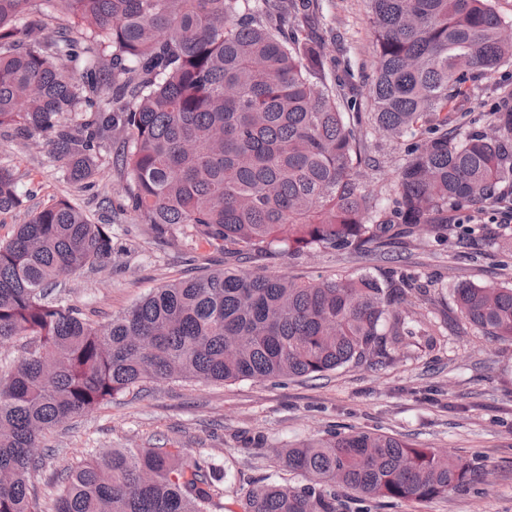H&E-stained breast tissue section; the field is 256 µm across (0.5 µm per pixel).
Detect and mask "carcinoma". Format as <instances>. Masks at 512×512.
I'll return each mask as SVG.
<instances>
[{"mask_svg":"<svg viewBox=\"0 0 512 512\" xmlns=\"http://www.w3.org/2000/svg\"><path fill=\"white\" fill-rule=\"evenodd\" d=\"M377 61L372 126L406 142L391 203L366 190L356 112L326 71L324 41L300 37L313 0H0V127L51 144L72 183L105 143L146 224L185 225L238 256L272 249L360 251L388 233L448 228V209L505 198L512 105L459 131L450 90L512 59V23L490 0H371ZM67 23L41 43L23 22ZM82 63L73 73L68 64ZM23 203L0 165V213ZM112 228L55 199L0 241V342L30 347L0 370V512H210L224 474L164 447L90 453L30 494L46 434L146 380L201 384L320 377L381 366L413 335L424 286L391 271L314 281L219 270L164 283L101 324L49 297L61 276L102 267ZM458 317L512 340V283L454 288ZM311 484L268 481L242 512H337L327 485L359 501H428L482 478L470 462L369 431L330 432L281 452Z\"/></svg>","mask_w":512,"mask_h":512,"instance_id":"obj_1","label":"carcinoma"}]
</instances>
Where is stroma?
Masks as SVG:
<instances>
[{
	"instance_id": "obj_1",
	"label": "stroma",
	"mask_w": 512,
	"mask_h": 512,
	"mask_svg": "<svg viewBox=\"0 0 512 512\" xmlns=\"http://www.w3.org/2000/svg\"><path fill=\"white\" fill-rule=\"evenodd\" d=\"M370 18V0H318L310 19L326 32L330 75L351 88L365 113L376 65ZM510 96L512 61L463 85L452 107L463 129H482L490 125L497 103ZM365 131L366 152L378 163L363 170L362 182L383 198L404 147L373 126ZM0 163L13 169L26 194L21 208L0 214V240L61 197L79 205L93 223L111 225L112 257L105 266L68 277L53 291L102 323L165 282L224 268L301 280L365 272L381 281L395 268L427 288L408 320L412 336L385 366L349 365L317 380L151 381L116 396L47 434L54 454L32 479L38 494H45L52 470L76 463L88 450L163 446L223 469L224 496L214 512H239L240 498L265 479L305 483V476L283 465L281 449L353 429L463 458L489 471L492 482L426 502L359 503L340 488L338 512H512V341L455 326L452 294L462 281L486 286L512 281L507 213L452 212L446 234L429 232L415 241L390 237L366 254L314 250L243 259L193 238L185 227L160 230L141 223L123 206L128 179L113 165L111 152H104L90 182L76 185L67 181L47 144L22 141L1 128ZM429 321L436 323V335H420L422 323Z\"/></svg>"
}]
</instances>
